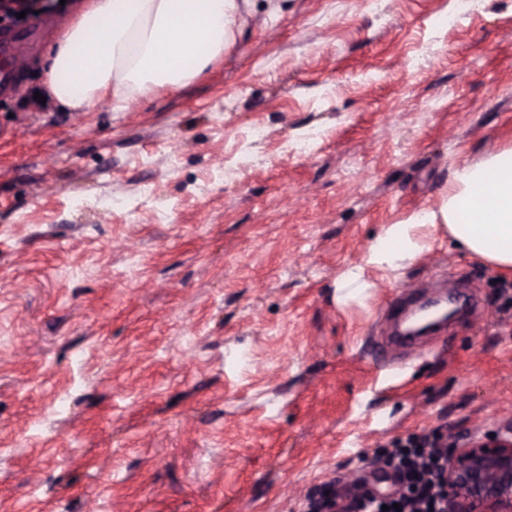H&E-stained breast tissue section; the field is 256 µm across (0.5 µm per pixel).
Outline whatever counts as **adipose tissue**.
<instances>
[{
    "mask_svg": "<svg viewBox=\"0 0 512 512\" xmlns=\"http://www.w3.org/2000/svg\"><path fill=\"white\" fill-rule=\"evenodd\" d=\"M242 0H84L48 53L47 89L61 107L126 111L178 90L221 61L242 26ZM444 226L473 256L512 272V149L457 170L438 208L413 212L370 246L398 268L421 254L417 228Z\"/></svg>",
    "mask_w": 512,
    "mask_h": 512,
    "instance_id": "1",
    "label": "adipose tissue"
}]
</instances>
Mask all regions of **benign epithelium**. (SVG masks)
I'll return each instance as SVG.
<instances>
[{"mask_svg": "<svg viewBox=\"0 0 512 512\" xmlns=\"http://www.w3.org/2000/svg\"><path fill=\"white\" fill-rule=\"evenodd\" d=\"M452 315L446 309L436 317H423L409 331L423 333ZM439 484L442 512H512V424L473 435L461 446L448 445ZM350 486L352 494L335 488L324 496L326 512H363L368 497L376 495L354 476Z\"/></svg>", "mask_w": 512, "mask_h": 512, "instance_id": "obj_1", "label": "benign epithelium"}]
</instances>
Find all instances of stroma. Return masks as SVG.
Wrapping results in <instances>:
<instances>
[{"label": "stroma", "mask_w": 512, "mask_h": 512, "mask_svg": "<svg viewBox=\"0 0 512 512\" xmlns=\"http://www.w3.org/2000/svg\"><path fill=\"white\" fill-rule=\"evenodd\" d=\"M454 5L250 0L223 62L125 112L39 103L29 62L0 95V512H301L408 434L512 422V274L442 228L368 261L512 147V0ZM432 278L480 315L383 357L386 301Z\"/></svg>", "instance_id": "stroma-1"}]
</instances>
